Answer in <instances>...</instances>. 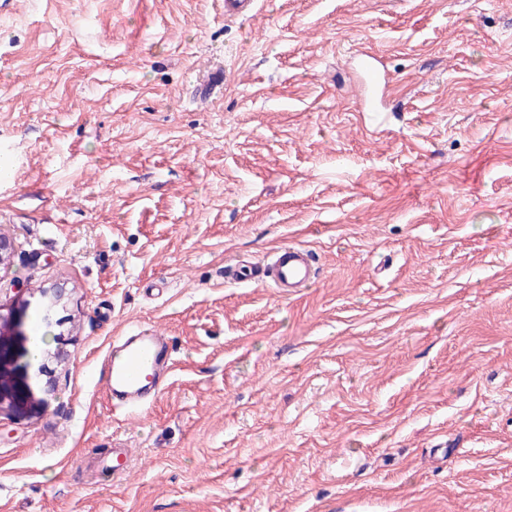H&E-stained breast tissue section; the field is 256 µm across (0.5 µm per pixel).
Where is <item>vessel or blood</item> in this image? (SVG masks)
<instances>
[{
    "mask_svg": "<svg viewBox=\"0 0 512 512\" xmlns=\"http://www.w3.org/2000/svg\"><path fill=\"white\" fill-rule=\"evenodd\" d=\"M259 9V0H224V16L243 19ZM237 283L268 284L280 296L293 294L297 289L315 283L317 268L314 254L300 245L281 246L271 256L263 270L240 267L230 271ZM174 368V348L170 336L144 327L136 332L113 337L112 349L100 362L97 374L113 412L137 410L157 400ZM99 464L111 468L116 478H124L133 465L128 449L116 448L111 458Z\"/></svg>",
    "mask_w": 512,
    "mask_h": 512,
    "instance_id": "1",
    "label": "vessel or blood"
}]
</instances>
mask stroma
<instances>
[{
    "label": "stroma",
    "mask_w": 512,
    "mask_h": 512,
    "mask_svg": "<svg viewBox=\"0 0 512 512\" xmlns=\"http://www.w3.org/2000/svg\"><path fill=\"white\" fill-rule=\"evenodd\" d=\"M2 156L0 512H512V0H14ZM286 244L312 287L225 281ZM140 325L176 368L120 420L93 369ZM259 2V0H224V18H249L258 11ZM68 295L69 291L63 284L42 289L41 299L46 310V322L49 323L52 320L55 312L60 306H63ZM99 464L102 469H111L114 477L123 479L133 465V458L128 448H116L112 451V461L100 458Z\"/></svg>",
    "instance_id": "1"
}]
</instances>
